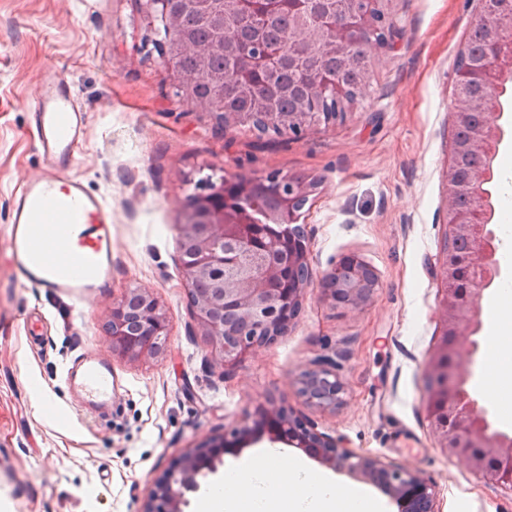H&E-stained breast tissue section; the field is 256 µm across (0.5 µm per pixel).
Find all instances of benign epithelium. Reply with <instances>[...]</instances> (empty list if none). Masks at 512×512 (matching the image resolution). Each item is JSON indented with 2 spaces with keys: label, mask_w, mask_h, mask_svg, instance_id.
Instances as JSON below:
<instances>
[{
  "label": "benign epithelium",
  "mask_w": 512,
  "mask_h": 512,
  "mask_svg": "<svg viewBox=\"0 0 512 512\" xmlns=\"http://www.w3.org/2000/svg\"><path fill=\"white\" fill-rule=\"evenodd\" d=\"M146 29L156 36L166 70L177 96L186 104H203L224 129L249 126L261 119L262 133L287 132L306 136L320 126L334 125L357 103V93L333 73L305 76L301 106L294 112H269L266 90L271 85L254 76L270 47L259 42L242 47L225 35L220 43H200L183 34V14L189 0H135ZM389 0H348V17L326 28L298 27L305 38L297 50L313 45L343 66L351 63L350 49L361 46L372 60L389 44ZM220 50L234 56L233 72L251 86L253 111L233 112L224 102L196 91L201 75L188 72L174 59L192 55L205 60ZM495 69L468 63L457 73L454 96L456 123L466 125L479 113L469 137L454 144L453 152H469L473 163L464 171L451 163L447 177L453 200L446 211L449 243L440 269L444 301L442 340L430 357L427 377V417L441 448L450 458H462L474 473L512 491V434L493 427L489 408L467 389L471 365L478 350L474 339L481 330L480 303L502 276L499 239L486 225H474V212L494 216L491 195L484 190L487 163L504 138L498 121L504 116L502 88ZM315 183L269 173L260 176L210 178L195 183L188 197L179 232L180 264L188 285L192 316L205 336L210 366L227 373L260 346L285 335L298 318L307 288H319L335 303L351 308L368 305L377 290L378 276L362 260L351 256L316 279L308 261L309 245L300 224ZM461 197L473 201L466 211L457 207ZM112 352L129 362L160 355L169 336L167 319L158 299L146 288H129L112 302L107 322ZM466 333L469 341L458 344ZM343 388L336 373L319 362L304 372L300 393L316 405L334 406ZM259 417L277 423L267 433L246 425L231 431L238 442L266 439L299 448L338 472L381 486L398 512H436L432 485L405 466H391L359 455L320 433L291 408L270 399ZM224 437L199 448H189L151 490L143 512H185L186 493L195 492L203 470L217 472L222 464Z\"/></svg>",
  "instance_id": "obj_1"
}]
</instances>
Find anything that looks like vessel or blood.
<instances>
[{
	"instance_id": "vessel-or-blood-1",
	"label": "vessel or blood",
	"mask_w": 512,
	"mask_h": 512,
	"mask_svg": "<svg viewBox=\"0 0 512 512\" xmlns=\"http://www.w3.org/2000/svg\"><path fill=\"white\" fill-rule=\"evenodd\" d=\"M83 131L84 117L70 92L48 78L36 115L43 155L56 163L67 161ZM55 187L50 176L24 184L12 217L13 250L25 281L80 301L101 292L112 279V214L80 180H71L60 198ZM52 197L57 206L49 211L45 203ZM44 223L53 224L54 232L43 250H32L30 240ZM78 368L81 377L75 388L82 402L91 408L109 404L115 387L111 368L92 358L82 360Z\"/></svg>"
}]
</instances>
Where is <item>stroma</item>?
<instances>
[{
	"label": "stroma",
	"mask_w": 512,
	"mask_h": 512,
	"mask_svg": "<svg viewBox=\"0 0 512 512\" xmlns=\"http://www.w3.org/2000/svg\"><path fill=\"white\" fill-rule=\"evenodd\" d=\"M473 0H394L401 34L342 122L296 138L218 130L179 101L134 0H0V512H142L186 449L285 399L318 432L385 464L417 470L438 512H512V492L448 458L426 418L427 361L441 341L439 268L452 191L456 60ZM86 114L62 179L112 212V284L74 301L22 282L12 206L43 175L34 107L47 71ZM277 172L315 182L303 223L314 275L350 254L377 273L360 309L306 289L287 336L230 374L211 369L179 263L176 226L198 180ZM150 289L169 324L163 355L131 363L106 324L126 289ZM116 377L112 408L84 411L66 382L80 355ZM336 361L337 406L307 403L300 378Z\"/></svg>",
	"instance_id": "obj_1"
}]
</instances>
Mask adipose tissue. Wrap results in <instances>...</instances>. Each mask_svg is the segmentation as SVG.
<instances>
[{"instance_id": "obj_1", "label": "adipose tissue", "mask_w": 512, "mask_h": 512, "mask_svg": "<svg viewBox=\"0 0 512 512\" xmlns=\"http://www.w3.org/2000/svg\"><path fill=\"white\" fill-rule=\"evenodd\" d=\"M495 323L490 332L479 389L512 423V284L490 298ZM198 512H383L378 498L360 487L341 488L322 471L278 448H265L244 465L225 471L205 491Z\"/></svg>"}]
</instances>
